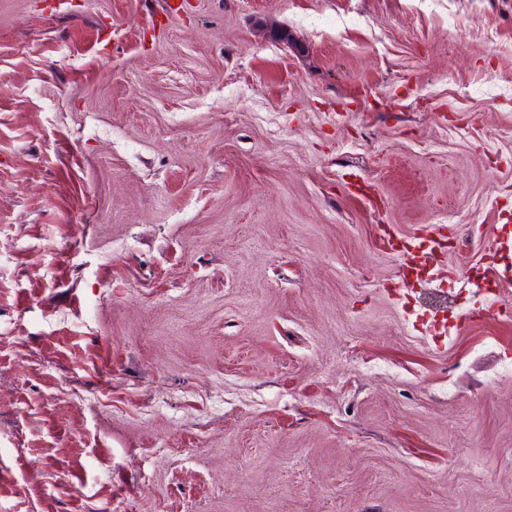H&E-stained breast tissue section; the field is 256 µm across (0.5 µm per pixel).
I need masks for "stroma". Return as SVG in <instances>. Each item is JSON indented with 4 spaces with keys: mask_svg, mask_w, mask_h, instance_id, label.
<instances>
[{
    "mask_svg": "<svg viewBox=\"0 0 512 512\" xmlns=\"http://www.w3.org/2000/svg\"><path fill=\"white\" fill-rule=\"evenodd\" d=\"M58 2L0 0V512H512V0ZM439 238L408 237L399 238L391 229L385 228L381 241L383 246L390 245L391 249L399 253L403 259L402 272L410 271L423 275H429L435 268L436 255L444 248V235L438 234ZM395 239V242L392 241Z\"/></svg>",
    "mask_w": 512,
    "mask_h": 512,
    "instance_id": "stroma-1",
    "label": "stroma"
}]
</instances>
